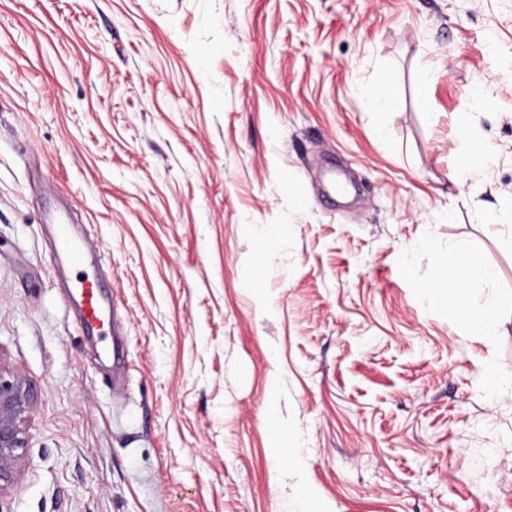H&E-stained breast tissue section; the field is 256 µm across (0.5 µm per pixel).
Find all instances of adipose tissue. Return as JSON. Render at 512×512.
<instances>
[{
	"instance_id": "obj_1",
	"label": "adipose tissue",
	"mask_w": 512,
	"mask_h": 512,
	"mask_svg": "<svg viewBox=\"0 0 512 512\" xmlns=\"http://www.w3.org/2000/svg\"><path fill=\"white\" fill-rule=\"evenodd\" d=\"M461 166L456 167L458 179L465 180L484 171L490 157V148L484 135L466 133L461 137L457 152ZM494 269L486 262L475 259L464 249L451 250L440 263L436 277L422 286L431 297L447 294L448 305L461 330L481 336L494 335L499 322L496 306L471 307L469 295L472 288L490 282Z\"/></svg>"
}]
</instances>
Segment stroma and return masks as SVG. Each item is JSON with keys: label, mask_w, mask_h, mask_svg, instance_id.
Listing matches in <instances>:
<instances>
[{"label": "stroma", "mask_w": 512, "mask_h": 512, "mask_svg": "<svg viewBox=\"0 0 512 512\" xmlns=\"http://www.w3.org/2000/svg\"><path fill=\"white\" fill-rule=\"evenodd\" d=\"M509 192L512 0H0V367L38 391L0 512H512ZM451 248L495 335L422 291ZM490 157V148L487 139L482 134L465 133L461 137L457 152L456 177L466 180L484 171ZM466 159L465 165H458V161ZM64 225L66 224H59L62 227L57 238V249L69 255L75 263H79L85 255V244L69 236ZM95 277L88 275L78 278L73 284V290L81 302L82 319L87 328L92 329L103 321L101 298Z\"/></svg>", "instance_id": "obj_1"}]
</instances>
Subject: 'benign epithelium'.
Masks as SVG:
<instances>
[{"instance_id":"obj_1","label":"benign epithelium","mask_w":512,"mask_h":512,"mask_svg":"<svg viewBox=\"0 0 512 512\" xmlns=\"http://www.w3.org/2000/svg\"><path fill=\"white\" fill-rule=\"evenodd\" d=\"M37 403L34 388L0 368V492L12 485L27 447V424Z\"/></svg>"}]
</instances>
